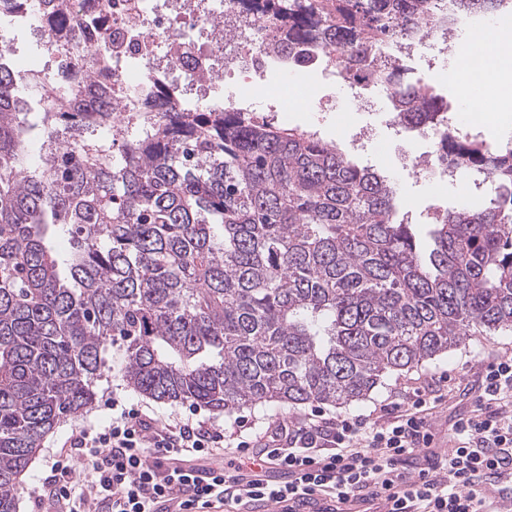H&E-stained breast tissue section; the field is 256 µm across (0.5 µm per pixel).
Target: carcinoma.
I'll return each instance as SVG.
<instances>
[{
    "label": "carcinoma",
    "instance_id": "carcinoma-1",
    "mask_svg": "<svg viewBox=\"0 0 512 512\" xmlns=\"http://www.w3.org/2000/svg\"><path fill=\"white\" fill-rule=\"evenodd\" d=\"M263 2L295 67L366 73L488 199L438 213L426 250L392 180L313 130L229 106L145 114L115 143L96 133L112 87L54 98L0 46V512H17L45 438L92 408L116 343L133 392L232 413L349 406L469 336L512 332V147L458 136L446 98L385 50L512 0L446 15L441 0ZM57 9L44 0L63 49Z\"/></svg>",
    "mask_w": 512,
    "mask_h": 512
}]
</instances>
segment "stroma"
<instances>
[{
	"label": "stroma",
	"mask_w": 512,
	"mask_h": 512,
	"mask_svg": "<svg viewBox=\"0 0 512 512\" xmlns=\"http://www.w3.org/2000/svg\"><path fill=\"white\" fill-rule=\"evenodd\" d=\"M269 82L272 87L283 88L285 96L302 93L304 102L289 107L288 111L279 108L267 109L266 114L275 125L284 128L305 129L317 125L321 136L339 146H346L352 130L369 126L373 139L367 143L358 159L361 163L374 166L391 175L397 183L400 195V211L407 214L415 223L419 233H426L427 217L425 211L431 206H477L485 199L484 194H470L461 182L440 181L427 174L410 169L408 157L422 152L433 151L432 143L415 139L412 136H394L385 124L388 110L387 100L378 94H369L370 108L349 107L347 90L324 81L320 69L309 68L296 72L292 83H285L283 74L278 69H271ZM324 96L334 97L338 109L326 116L323 122L314 123L309 108L311 102ZM512 353V333L495 332L487 335L470 337L465 344L448 351L439 357L424 361L417 367L401 373L392 374L361 402L336 409L328 407V414L343 412L346 415L366 413L386 399L390 392H409L423 382L448 375L456 390L453 396L444 398L435 409L432 418L435 428L449 429L455 416L463 414L469 407L473 395V382L480 368L486 365L489 357L497 354ZM109 370L99 384L98 398L93 407L84 415L85 421L103 425L109 422L110 412L106 406L111 394H118L129 402H140V395L129 390L122 379V359L118 349H110L108 355ZM71 428L70 423H63L45 441L44 446L33 461L24 479L19 495L17 512H32L31 489L38 485L49 471L52 462L57 459L60 447Z\"/></svg>",
	"instance_id": "35a3bbf8"
}]
</instances>
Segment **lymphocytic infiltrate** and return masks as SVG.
<instances>
[{
    "mask_svg": "<svg viewBox=\"0 0 512 512\" xmlns=\"http://www.w3.org/2000/svg\"><path fill=\"white\" fill-rule=\"evenodd\" d=\"M440 401L423 385L377 417L328 418L316 408L275 427L239 419L228 433L193 405L161 418L115 397L107 424L72 428L69 457L56 460L30 496L36 512H239L245 504L259 512L312 493V512L379 500L388 512H487L495 497L485 480L512 475V356L484 366L444 451L429 447ZM230 446L253 456L257 471L220 463ZM419 455L424 467L410 471ZM264 469L281 479L261 477Z\"/></svg>",
    "mask_w": 512,
    "mask_h": 512,
    "instance_id": "lymphocytic-infiltrate-1",
    "label": "lymphocytic infiltrate"
}]
</instances>
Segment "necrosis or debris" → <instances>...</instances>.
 Returning <instances> with one entry per match:
<instances>
[{"mask_svg": "<svg viewBox=\"0 0 512 512\" xmlns=\"http://www.w3.org/2000/svg\"><path fill=\"white\" fill-rule=\"evenodd\" d=\"M60 10L76 34L65 51L49 36L42 0H24L1 23H21L32 39L31 63L43 59L61 73L58 91L90 81L111 86L118 112L129 119L188 102L257 109L275 96L264 71L293 69L274 47L275 17L245 0H64ZM161 80L177 85L179 96L162 94Z\"/></svg>", "mask_w": 512, "mask_h": 512, "instance_id": "obj_1", "label": "necrosis or debris"}]
</instances>
